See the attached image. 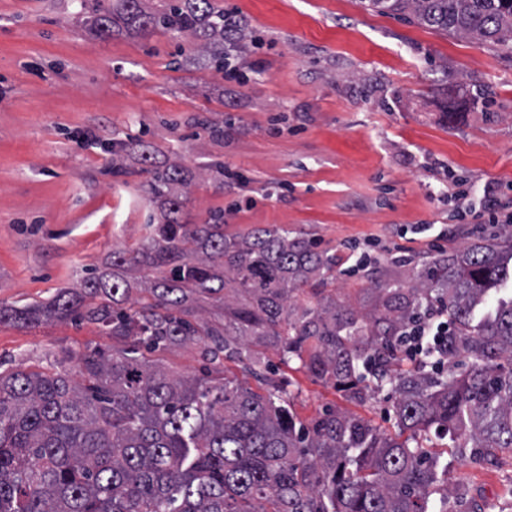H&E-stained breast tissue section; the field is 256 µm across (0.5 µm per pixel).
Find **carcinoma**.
<instances>
[{"label": "carcinoma", "instance_id": "obj_1", "mask_svg": "<svg viewBox=\"0 0 512 512\" xmlns=\"http://www.w3.org/2000/svg\"><path fill=\"white\" fill-rule=\"evenodd\" d=\"M447 35L512 50V0H360ZM192 38L224 70V9L213 0H117L91 20L106 37L117 24ZM182 166L153 172L164 198L155 224L113 265L153 269L150 301L124 306L123 275L93 276L47 304L0 305V323L75 318L126 343L77 357L75 376L50 363L0 372V512H448L425 441L445 432L480 457L512 453V298L483 313L486 297L512 282V224L495 238L461 246L413 268L408 286L374 279L373 304L336 300L319 287L336 255L283 228L228 234L186 211ZM319 298L298 308L303 287ZM198 297L222 305V325L196 313ZM442 300L448 311V367L387 368L397 337ZM208 340L213 365L198 377L173 375L149 355ZM273 343L311 375L362 396L389 384L397 394L400 441L346 412L296 426L283 396L224 375V360L255 359Z\"/></svg>", "mask_w": 512, "mask_h": 512}]
</instances>
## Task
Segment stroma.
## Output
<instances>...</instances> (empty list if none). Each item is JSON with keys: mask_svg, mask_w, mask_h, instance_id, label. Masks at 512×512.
<instances>
[{"mask_svg": "<svg viewBox=\"0 0 512 512\" xmlns=\"http://www.w3.org/2000/svg\"><path fill=\"white\" fill-rule=\"evenodd\" d=\"M114 0H0V303L23 306L112 270L162 200L154 167L179 161L197 223L223 214L229 233L276 226L336 256L338 288L370 295L371 275L345 276L348 239L378 240L375 269L401 280L431 257L424 240L395 257L398 229H447L449 247L493 238L455 223L454 185L475 192L512 184V53L364 10L357 0H215L232 9L247 48L236 78L195 55L190 38L88 29ZM485 98L475 102L474 89ZM139 139L149 158L129 150ZM244 173L217 182L210 169ZM96 325L71 319L0 325V368L59 362L73 370L86 349L111 348ZM225 361L227 376L258 392L286 385L288 409L312 426L354 414L399 430L390 388L363 402L284 364ZM448 463V512L459 500L512 512V454L494 459L431 433Z\"/></svg>", "mask_w": 512, "mask_h": 512, "instance_id": "stroma-1", "label": "stroma"}]
</instances>
